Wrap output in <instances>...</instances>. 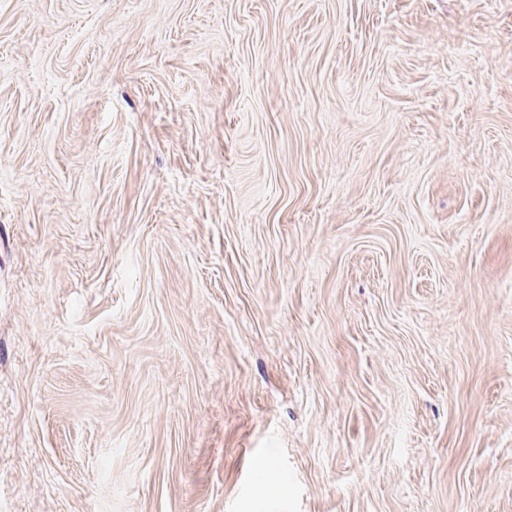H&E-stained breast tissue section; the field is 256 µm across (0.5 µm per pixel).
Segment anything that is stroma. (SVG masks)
<instances>
[{
  "label": "stroma",
  "instance_id": "1",
  "mask_svg": "<svg viewBox=\"0 0 512 512\" xmlns=\"http://www.w3.org/2000/svg\"><path fill=\"white\" fill-rule=\"evenodd\" d=\"M0 512H512V0H0Z\"/></svg>",
  "mask_w": 512,
  "mask_h": 512
}]
</instances>
